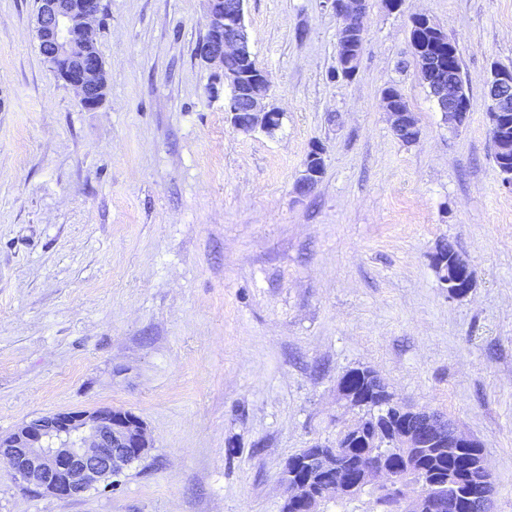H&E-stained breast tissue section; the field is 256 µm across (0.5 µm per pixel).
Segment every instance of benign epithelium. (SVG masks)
Here are the masks:
<instances>
[{"instance_id":"obj_1","label":"benign epithelium","mask_w":512,"mask_h":512,"mask_svg":"<svg viewBox=\"0 0 512 512\" xmlns=\"http://www.w3.org/2000/svg\"><path fill=\"white\" fill-rule=\"evenodd\" d=\"M341 20L339 49L347 74L356 71L364 45L363 17L367 0H328ZM209 26L197 48L199 59L212 69V90L227 86L233 97L225 104L231 125L239 132L256 129L274 131L280 113L267 107L268 81L256 62L244 22V0H206ZM101 12V0H37L35 32L39 53L48 60L51 72L71 87L80 105L94 109L100 105L102 83L106 73L96 48L95 22ZM411 28L429 30L434 39L448 47V58L456 54V43L424 15L411 21ZM413 53L423 81L441 112L457 124L466 119L469 103L459 83V71L440 65L426 48L417 45ZM491 105L490 129H498L512 120V66L497 65L487 83ZM383 103L391 119L392 130L405 134L417 128L409 107L393 104L388 93ZM306 162L297 188L309 192L323 173L322 149L315 148ZM440 279L453 297L466 296L474 286L469 260L454 251L452 257L440 252L432 255ZM410 426L391 432L389 444L394 448H412L417 454L433 451L456 453L474 448L477 442L462 433L447 418L428 408L403 407ZM151 447L146 425L131 411L100 407L50 413L25 422L7 435H0V459L9 463L8 476L22 489L46 493L58 498H76L100 483L121 476L140 461ZM334 473V482L312 490L283 474L288 486L287 501L307 500L308 512H316L320 498L348 496L372 487L381 494L395 497L400 512H452L455 499L473 503L475 512H490L494 477L487 465L472 476L468 487L456 490L451 482L425 481L407 486L396 471L383 463L364 464L360 478L344 469L340 453H319L306 460Z\"/></svg>"}]
</instances>
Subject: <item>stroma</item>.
Segmentation results:
<instances>
[{"label": "stroma", "mask_w": 512, "mask_h": 512, "mask_svg": "<svg viewBox=\"0 0 512 512\" xmlns=\"http://www.w3.org/2000/svg\"><path fill=\"white\" fill-rule=\"evenodd\" d=\"M102 5L108 90L85 110L34 45L35 0H0V434L112 406L152 446L116 487L72 499L0 473V512H282L288 456L355 419L337 383L356 367L476 439L493 512H512V188L486 88L512 65V0H369L339 78L327 0H245L281 114L247 135L196 55L204 0ZM419 14L459 49L462 125L420 77ZM388 87L414 143L391 130ZM443 240L474 267L466 296L432 265ZM397 98H390L387 91L383 92V103L391 119L392 130L395 134H405L417 128V120L413 112L403 102L399 105H393L391 102ZM322 149L316 147L311 159H318L319 162L311 164V159L304 164V170L298 181L297 188L300 193H308L317 184L323 173V164L321 161Z\"/></svg>", "instance_id": "35a3bbf8"}]
</instances>
